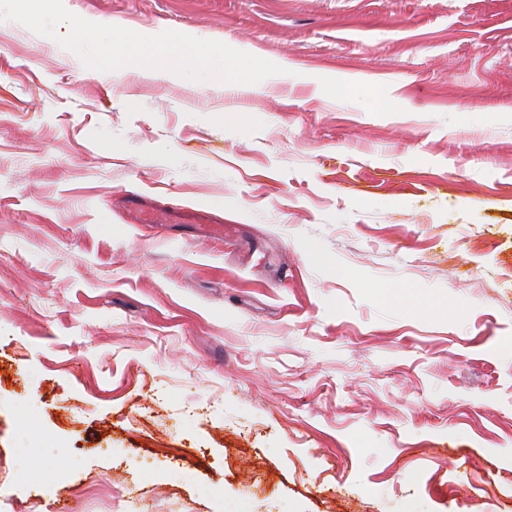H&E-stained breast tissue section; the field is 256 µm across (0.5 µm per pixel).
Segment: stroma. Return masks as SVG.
<instances>
[{
	"label": "stroma",
	"mask_w": 512,
	"mask_h": 512,
	"mask_svg": "<svg viewBox=\"0 0 512 512\" xmlns=\"http://www.w3.org/2000/svg\"><path fill=\"white\" fill-rule=\"evenodd\" d=\"M64 5L284 72L0 22V512H512V0ZM132 204V224H166L169 216L183 217V215L190 218L189 220L195 224L211 223V221L207 219L206 212L202 209H196L191 212L182 213L183 215H181L179 213L159 209L151 205L144 197L133 199Z\"/></svg>",
	"instance_id": "1"
}]
</instances>
